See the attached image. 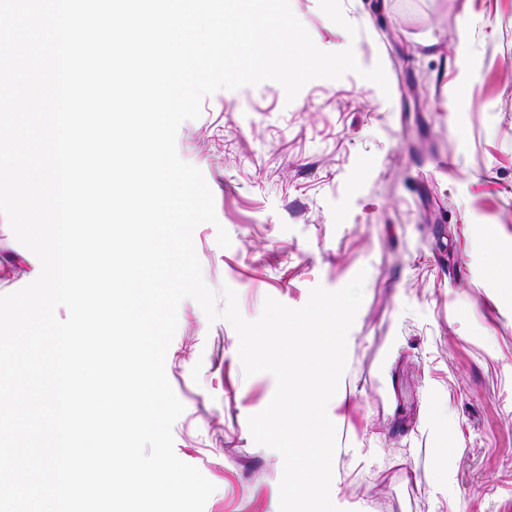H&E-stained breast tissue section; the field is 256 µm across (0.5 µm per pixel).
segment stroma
<instances>
[{
    "instance_id": "obj_1",
    "label": "stroma",
    "mask_w": 512,
    "mask_h": 512,
    "mask_svg": "<svg viewBox=\"0 0 512 512\" xmlns=\"http://www.w3.org/2000/svg\"><path fill=\"white\" fill-rule=\"evenodd\" d=\"M315 45L382 64L205 97L177 132L218 218L193 234L203 277L257 319L365 272L347 338L333 478L347 512H512V0H290ZM231 237L217 243L218 228ZM35 276L0 216V295ZM166 374L174 451L214 485L204 512H279L282 458L248 418L276 380L191 299ZM372 448V464L350 451Z\"/></svg>"
}]
</instances>
